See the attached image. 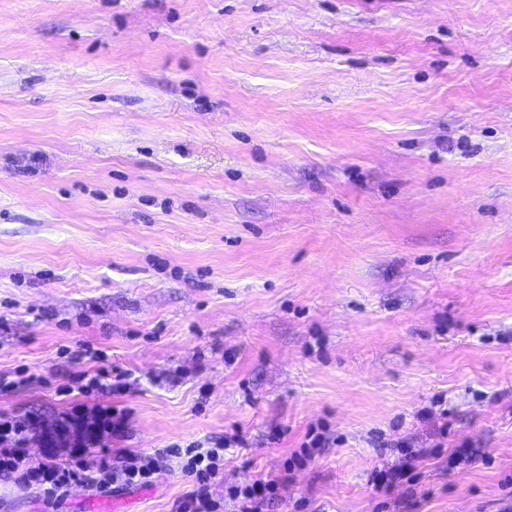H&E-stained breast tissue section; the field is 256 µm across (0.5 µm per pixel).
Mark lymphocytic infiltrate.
Listing matches in <instances>:
<instances>
[{
  "mask_svg": "<svg viewBox=\"0 0 512 512\" xmlns=\"http://www.w3.org/2000/svg\"><path fill=\"white\" fill-rule=\"evenodd\" d=\"M27 433V426L0 418V475L39 489L47 504L57 505L78 486L104 491L120 486L150 485L167 463L173 461L193 483L177 512H221V503L213 498L211 489L224 479L226 446L242 441L240 434L235 433L205 444L191 442L150 453L127 452L117 460L104 448L88 460L66 459L30 468L25 464ZM277 489L276 480L256 479L228 486L227 495L239 502V512H262L266 504L275 500Z\"/></svg>",
  "mask_w": 512,
  "mask_h": 512,
  "instance_id": "lymphocytic-infiltrate-1",
  "label": "lymphocytic infiltrate"
}]
</instances>
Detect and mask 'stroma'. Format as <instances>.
I'll return each mask as SVG.
<instances>
[{
    "instance_id": "35a3bbf8",
    "label": "stroma",
    "mask_w": 512,
    "mask_h": 512,
    "mask_svg": "<svg viewBox=\"0 0 512 512\" xmlns=\"http://www.w3.org/2000/svg\"><path fill=\"white\" fill-rule=\"evenodd\" d=\"M81 350L127 389L64 394ZM112 405L91 452L240 430L224 512L255 478L268 512L512 503V0H0V415ZM191 488L0 477V512ZM313 431L310 430L305 438H307L305 441H303L299 447V451L295 450L291 457L286 460L284 463V469L285 471H291L296 466L301 467L303 466L309 459L313 457V454L311 452L310 448H318V451L320 448H325V437H323L322 434H312ZM424 455V452L418 451H412L410 450L408 453V461L405 465L404 470L400 471H386V470H379L375 471L373 476V482L376 488L382 489V488H388L391 487L397 480H404L409 484V486H412L413 483L416 481V474L414 473V470L416 469V461L420 459ZM278 482L270 479H255L248 483L231 484L227 487V496L239 501L238 512H262L263 507L277 497Z\"/></svg>"
}]
</instances>
